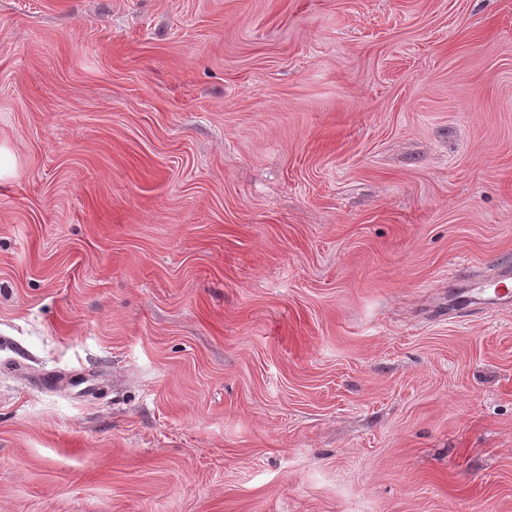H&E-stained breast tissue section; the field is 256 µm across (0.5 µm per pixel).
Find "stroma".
Segmentation results:
<instances>
[{"mask_svg": "<svg viewBox=\"0 0 512 512\" xmlns=\"http://www.w3.org/2000/svg\"><path fill=\"white\" fill-rule=\"evenodd\" d=\"M0 512H512V0H0ZM493 280L487 282L490 288H493L494 297L491 299L495 305L512 304V274L507 270L492 277Z\"/></svg>", "mask_w": 512, "mask_h": 512, "instance_id": "35a3bbf8", "label": "stroma"}]
</instances>
